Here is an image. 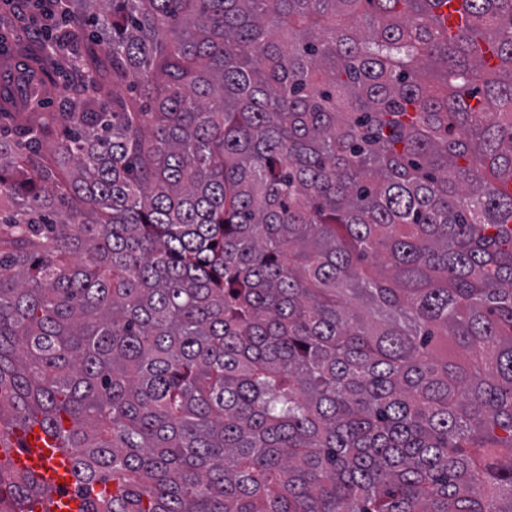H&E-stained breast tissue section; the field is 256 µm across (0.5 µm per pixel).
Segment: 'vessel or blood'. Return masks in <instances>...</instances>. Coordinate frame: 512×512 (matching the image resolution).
<instances>
[{
  "mask_svg": "<svg viewBox=\"0 0 512 512\" xmlns=\"http://www.w3.org/2000/svg\"><path fill=\"white\" fill-rule=\"evenodd\" d=\"M15 465L44 482L66 489L72 483L69 460L54 450V442L39 426L18 429L10 437Z\"/></svg>",
  "mask_w": 512,
  "mask_h": 512,
  "instance_id": "b4317fda",
  "label": "vessel or blood"
}]
</instances>
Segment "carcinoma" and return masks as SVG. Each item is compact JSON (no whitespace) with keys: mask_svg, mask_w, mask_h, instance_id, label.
<instances>
[{"mask_svg":"<svg viewBox=\"0 0 512 512\" xmlns=\"http://www.w3.org/2000/svg\"><path fill=\"white\" fill-rule=\"evenodd\" d=\"M441 2L0 0V442L82 512H512V0ZM9 444L6 448H12L11 457L18 468L31 471L55 487L68 488L72 484L70 461L53 451L54 441L39 425L18 429L10 437Z\"/></svg>","mask_w":512,"mask_h":512,"instance_id":"1","label":"carcinoma"}]
</instances>
